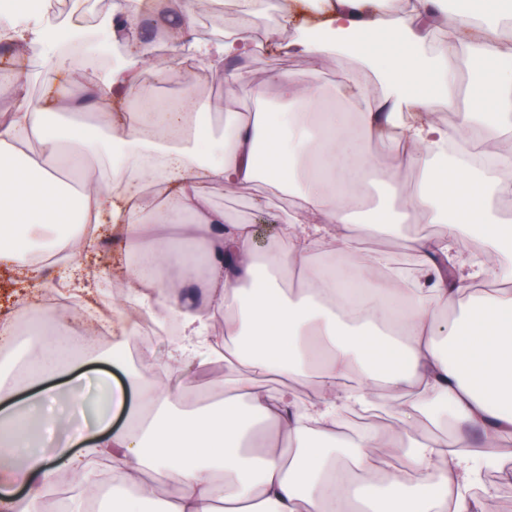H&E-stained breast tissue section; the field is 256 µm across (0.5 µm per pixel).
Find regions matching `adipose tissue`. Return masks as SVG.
<instances>
[{"label": "adipose tissue", "instance_id": "adipose-tissue-1", "mask_svg": "<svg viewBox=\"0 0 512 512\" xmlns=\"http://www.w3.org/2000/svg\"><path fill=\"white\" fill-rule=\"evenodd\" d=\"M265 0H236L234 32L213 44L195 33L188 0H165L184 72L221 68L225 59L276 50L253 17ZM72 16L50 21L28 9L0 13V36L18 43L65 79L51 97L31 98L33 76L14 72L18 101L0 115V262L69 260L58 285L72 291L88 275L76 256L84 226L112 227L128 258L125 290L182 336L163 354L145 350L139 369L105 382L96 412H73L55 387L0 378V512H41L58 484L72 493L63 512H92L83 494L108 468L112 512H481L471 489L485 468L512 463V272L496 256L512 250V217L492 199L512 198V0H479L478 14L445 13L441 0H321L314 26L297 28L288 49L335 56L336 98L317 71L271 69L266 81L234 72L229 95L269 89L289 105L278 123L258 114L224 115L213 156L200 155L187 104L153 111L144 65L150 46L137 32L142 0H116L127 50L93 83L68 70L58 50L91 40ZM476 81L463 86L462 70ZM96 115L102 132L76 134L58 122L56 101ZM452 123L438 121V113ZM495 146L488 169H437L440 146ZM128 156L160 144L164 165L130 181L125 165L109 182L86 176L107 143ZM414 181L395 180L391 199L370 209L367 173L380 157ZM79 180L71 187L58 176ZM265 183L289 189L279 216L281 247L253 249L251 224L210 205L219 189ZM403 210H395L394 200ZM436 224L434 235L405 236L399 225ZM484 229L485 258L458 245ZM395 239L414 254L420 276L405 282L385 249L361 250L360 236ZM327 263L315 264L317 253ZM356 264H346L349 256ZM299 275L298 295L279 279ZM464 317L448 316V308ZM30 361L57 375L71 341L25 330ZM0 325V342H16ZM224 363L216 401L200 417L182 412L177 378ZM283 379L274 393L267 378ZM393 413L394 424L340 430L352 406ZM437 426L420 431L423 421ZM483 432L473 442L471 430ZM416 493H409L410 478Z\"/></svg>", "mask_w": 512, "mask_h": 512}]
</instances>
